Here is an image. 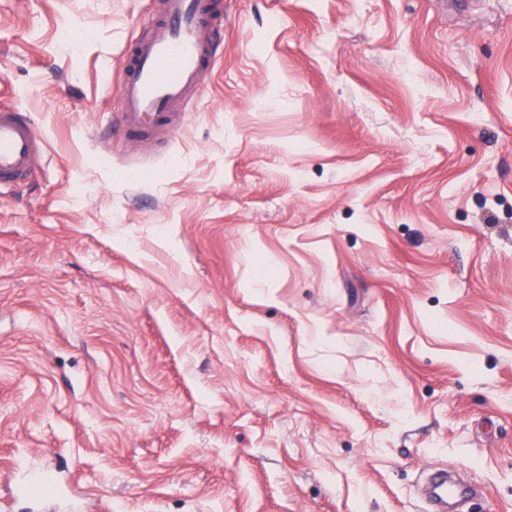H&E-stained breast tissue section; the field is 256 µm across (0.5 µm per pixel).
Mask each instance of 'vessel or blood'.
I'll list each match as a JSON object with an SVG mask.
<instances>
[{
	"mask_svg": "<svg viewBox=\"0 0 512 512\" xmlns=\"http://www.w3.org/2000/svg\"><path fill=\"white\" fill-rule=\"evenodd\" d=\"M214 0H160L147 35L132 44L118 87L119 121L131 141L172 136L218 52ZM45 142L29 113L0 108V186L24 179Z\"/></svg>",
	"mask_w": 512,
	"mask_h": 512,
	"instance_id": "b4317fda",
	"label": "vessel or blood"
}]
</instances>
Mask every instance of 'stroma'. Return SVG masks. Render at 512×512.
Instances as JSON below:
<instances>
[{"label":"stroma","mask_w":512,"mask_h":512,"mask_svg":"<svg viewBox=\"0 0 512 512\" xmlns=\"http://www.w3.org/2000/svg\"><path fill=\"white\" fill-rule=\"evenodd\" d=\"M178 133L134 145L156 0H0V512H512V0H218ZM45 142L30 113L0 108V186L24 179Z\"/></svg>","instance_id":"1"}]
</instances>
